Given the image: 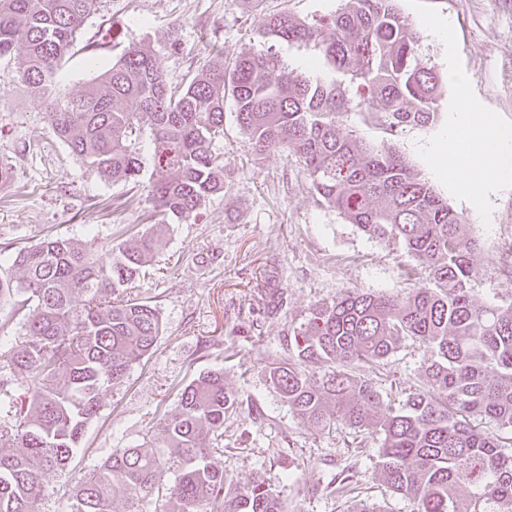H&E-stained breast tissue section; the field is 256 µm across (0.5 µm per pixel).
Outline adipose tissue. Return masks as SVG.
I'll use <instances>...</instances> for the list:
<instances>
[{
  "instance_id": "1",
  "label": "adipose tissue",
  "mask_w": 512,
  "mask_h": 512,
  "mask_svg": "<svg viewBox=\"0 0 512 512\" xmlns=\"http://www.w3.org/2000/svg\"><path fill=\"white\" fill-rule=\"evenodd\" d=\"M429 162L435 173L453 172L468 192L482 195L493 175L512 168V131L498 127L488 113L472 111L469 123L449 130L447 143Z\"/></svg>"
}]
</instances>
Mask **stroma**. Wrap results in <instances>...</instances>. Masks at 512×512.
<instances>
[{
	"label": "stroma",
	"mask_w": 512,
	"mask_h": 512,
	"mask_svg": "<svg viewBox=\"0 0 512 512\" xmlns=\"http://www.w3.org/2000/svg\"><path fill=\"white\" fill-rule=\"evenodd\" d=\"M340 0H99L81 41L99 45L111 63L143 47L159 58L177 88L215 50L225 59L272 49L307 73L317 49L270 42L264 19L288 10L301 20L335 11ZM415 24L418 55L442 76L440 118L430 128L406 130L393 141L420 177L462 212L479 242L471 293L478 303L512 305V176L484 196L464 192L455 179L436 175L429 149L441 141L465 106L486 111L512 129V0H397ZM449 25L450 39L433 32ZM17 55L0 57V160L13 179L0 186V250L53 236L105 246L121 229L156 223L146 201L150 175L139 183L105 182L57 139L17 70ZM214 151L224 160V192L207 200L196 217L161 226L163 244L143 271L139 297L163 321L153 354L125 379L106 387L80 452L64 470L45 473L38 512H71V486L116 448L149 441L164 410L200 374L220 369L238 402L224 422V451L215 455L229 483L243 487L256 474L270 477L286 512H351L353 498L325 486L351 473L361 498L382 512H412L413 501L392 493L378 467L380 436L374 428L321 432L299 423L267 378L284 357L290 336L316 304H329L352 288L401 296L415 284V261L395 241L369 238L338 211L320 202L301 165L288 152H252L236 122L232 98L224 100V135ZM166 275H158V268ZM286 300L275 308L277 297ZM429 350L403 339L378 384L382 404L423 389Z\"/></svg>",
	"instance_id": "1"
}]
</instances>
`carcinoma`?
<instances>
[{
  "instance_id": "obj_1",
  "label": "carcinoma",
  "mask_w": 512,
  "mask_h": 512,
  "mask_svg": "<svg viewBox=\"0 0 512 512\" xmlns=\"http://www.w3.org/2000/svg\"><path fill=\"white\" fill-rule=\"evenodd\" d=\"M97 2L0 0V56L22 49L21 79L54 135L104 181L137 183L152 168V209L186 222L224 192L213 144L231 96L254 154L293 153L320 201L368 237L402 243L417 261L408 275L418 286L406 296L355 288L313 309L289 338L287 357L269 368V382L304 425L374 427L382 477L416 512H512V436H501L512 432V306L472 298L478 240L467 218L389 142L340 128L355 97L392 137L437 121L439 74L420 61L413 24L396 0H341L326 22L286 11L265 18V37L319 48V68L331 79L300 77L271 52L226 61L217 51L173 91L159 59L130 48L104 69L90 61L98 75L85 90H56ZM161 244L152 228L124 229L105 262L92 242L69 238L37 241L13 258L0 253V262L23 271L18 280L0 271V310H29L22 334L0 354L9 370L0 390L23 387V399H0V512H37L44 473L65 468L80 450L103 389L155 348L160 314L131 290ZM407 337L431 353L425 388L375 419L381 368ZM236 407L221 371L184 386L159 422L168 453L112 449L72 486L73 512H143L171 469L168 512H285L264 474L236 489L212 462L224 448V416Z\"/></svg>"
}]
</instances>
